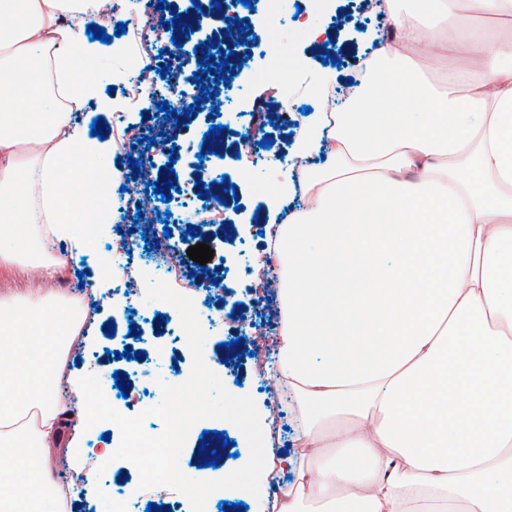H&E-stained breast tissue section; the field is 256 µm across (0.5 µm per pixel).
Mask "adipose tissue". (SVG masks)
Segmentation results:
<instances>
[{
    "instance_id": "ef3b65f1",
    "label": "adipose tissue",
    "mask_w": 512,
    "mask_h": 512,
    "mask_svg": "<svg viewBox=\"0 0 512 512\" xmlns=\"http://www.w3.org/2000/svg\"><path fill=\"white\" fill-rule=\"evenodd\" d=\"M461 31L444 34L460 7ZM393 39L358 111L315 133L305 209L278 232V373L308 410V467L280 512H512V0H386ZM76 18L59 26L60 11ZM87 9L0 0V257L35 261L24 184L74 241L70 187L101 147L43 93L44 37L76 103L93 86L74 46ZM423 56L442 75L415 70ZM35 94L38 109L20 108ZM419 103L396 110L393 97ZM32 166L18 168L17 146ZM76 326L62 301L0 298V512H61L51 461L68 406L53 380Z\"/></svg>"
}]
</instances>
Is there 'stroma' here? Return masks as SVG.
Masks as SVG:
<instances>
[{
    "label": "stroma",
    "mask_w": 512,
    "mask_h": 512,
    "mask_svg": "<svg viewBox=\"0 0 512 512\" xmlns=\"http://www.w3.org/2000/svg\"><path fill=\"white\" fill-rule=\"evenodd\" d=\"M286 18L279 31L280 49L268 48L264 25L254 20L253 32L259 47L246 59L235 77L240 87V105L252 108L254 103H263L266 110L278 111L280 104H299L298 112L292 113L289 122H277L263 129L264 137L272 145L266 149L268 159L263 173L240 169L237 156L244 148L243 134L230 133L224 137L223 164L234 173V187L229 190L224 202L214 203V215L195 228L184 224H173L172 236L179 239L182 247H190L206 240L218 245V254L209 268L215 279L224 283L207 297L208 306L218 308L231 305L233 314L227 315L222 330L209 333L204 347L206 364L214 365L215 372L226 388L236 395H251L258 407L264 432V447L268 468L277 475L279 482L291 483L296 477L301 448L296 440L300 430L299 403L295 395L283 394L279 402H272L266 383L274 379L275 365L260 363L251 354L252 343L245 333L251 324L282 325V318H270V310H281V292L270 293L263 288L246 287L244 280L237 278L236 266L258 258L263 250L264 239L250 236L242 231L246 224H267L275 220L283 224L291 212L299 208V186L302 173L296 168H282L277 160L283 156H294L297 141L309 128L308 118L302 107L320 110L321 104L310 97L315 84L328 81L331 89L348 86L358 77L359 65L364 57L373 56L379 48V34L388 26V16L378 14L372 0H318L317 10H309L307 0H287ZM321 25L322 33L317 39L306 35V23ZM104 29L112 37L103 43L82 35V44L90 48L89 55L79 56L82 77L92 82L96 97L89 102V109L76 124L89 129L93 119H100L107 132L101 144L104 155L113 166L115 174L110 191H119L121 186L132 183L146 185L147 182L172 181L179 185L190 180L194 169L193 156L203 150L202 132L207 127L208 108H200L191 117H180L173 129L181 145L180 156L173 168L164 162L133 173L123 161L124 155L116 147L117 131L114 127L116 110H131L137 126H159L156 112L143 107H131L127 95L128 83L121 71L124 37L116 36L114 23H106ZM290 181L288 194L281 198L276 216H269L265 205L271 190L279 188L283 181ZM144 226L140 223L110 222L101 226L82 224L77 229L79 238L87 242L86 251H78L62 242H53L52 254L64 257L63 265L57 266L53 275L46 277L40 288H33L32 269L24 263L0 261V297L14 294L56 295L57 283H64L67 292L78 290L79 271H88L89 282L103 298L102 303L91 309L89 329L79 342L71 343L62 361L67 383H75L86 375L98 376L100 382L112 383L114 372L130 375L131 386L142 387L143 379L134 378V367H148L156 351H164L165 360L154 377L184 376L190 373L192 356L186 342L173 339L171 332L179 315L175 310L159 302H140L139 307L149 321L140 330L151 336V343L144 344L129 334L130 319L123 310L122 302L112 298L111 278L101 276L100 262L87 257V250L104 248L106 242L117 233L139 236ZM114 326V334H107V326ZM139 353V361L123 358L124 350ZM84 413L69 415L63 428L65 439H80L85 446L97 454L112 453L120 443V434L115 424L104 421L92 428H85ZM109 434V441H102V434ZM216 452V466H199L200 452ZM249 447L238 429L222 420H202L190 431L180 457V466L185 474L196 479H218L247 461Z\"/></svg>",
    "instance_id": "stroma-1"
}]
</instances>
